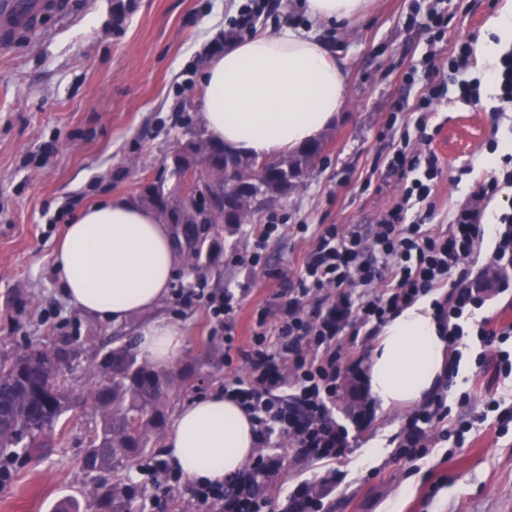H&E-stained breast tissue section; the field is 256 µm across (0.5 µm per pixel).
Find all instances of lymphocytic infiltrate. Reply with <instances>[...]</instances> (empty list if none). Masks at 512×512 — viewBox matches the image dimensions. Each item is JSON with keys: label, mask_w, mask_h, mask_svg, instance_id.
I'll return each mask as SVG.
<instances>
[{"label": "lymphocytic infiltrate", "mask_w": 512, "mask_h": 512, "mask_svg": "<svg viewBox=\"0 0 512 512\" xmlns=\"http://www.w3.org/2000/svg\"><path fill=\"white\" fill-rule=\"evenodd\" d=\"M430 34V51L419 67L406 72L408 82L424 79L414 110L419 129H426L434 106L448 89V80L467 70L471 51L458 43L439 64L433 47L448 27L447 15L430 8L423 24ZM502 175L480 185L472 199L457 205L448 224H426L434 214L433 188L441 173L438 155L411 145L409 138L391 140L384 174L396 178L397 194L381 215L373 236L337 225H320L300 269L290 278L284 318L269 327L266 310H259L250 324L246 342H239L237 326L229 318L240 305L234 292L197 295L210 322L211 336H223L225 359H241L245 378L225 385L224 394L235 399L251 415L258 441L270 443L274 434L288 435L296 448L314 461H333L351 451L348 431L338 426L328 403L344 380L347 353L342 336L359 335L367 325L381 327L419 297L433 295L435 315L448 338L451 359L449 378H456L463 360V340L477 334L494 357L495 376H512V351L504 345L512 339V323L477 319L487 297L468 286L464 262L485 236L495 244L488 266L501 287L512 284V211L486 218L485 202L501 185H512V154L503 158ZM291 389L283 398V389ZM446 397H433L409 418L397 444L395 459L413 460L426 453L429 434L440 431L464 445L471 424H453ZM277 458L258 459L225 482L183 481L167 461L150 457L141 465L143 485L180 483L200 512H264L271 503L270 483L259 482L258 473H274Z\"/></svg>", "instance_id": "f902f5d3"}]
</instances>
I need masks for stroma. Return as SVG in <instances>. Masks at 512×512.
Returning <instances> with one entry per match:
<instances>
[{
  "instance_id": "obj_1",
  "label": "stroma",
  "mask_w": 512,
  "mask_h": 512,
  "mask_svg": "<svg viewBox=\"0 0 512 512\" xmlns=\"http://www.w3.org/2000/svg\"><path fill=\"white\" fill-rule=\"evenodd\" d=\"M245 2L71 0L67 16L46 17L37 33L0 46V359L31 347L67 350L64 379L74 402L51 447L13 460L12 479L0 487V512H50L70 496L95 501L116 481L139 485L137 470L89 474L81 464L85 435L97 422L91 371L112 347L133 340L138 321L115 326L70 306L52 253L66 224L98 199L138 202L144 186L178 184L175 158L203 132L196 105L201 66ZM273 2L256 33L291 25L327 44L345 72L347 98L300 187L259 214L257 224L276 219L280 234L258 266L248 262L257 224L186 226V234L203 239L202 257L197 267L182 268L156 310L190 331L187 352L172 368L181 385L170 396L171 415L243 373L240 363L226 364L203 308L181 304L177 291L230 289L241 299L234 314L241 333L259 309L277 320L279 296L307 248L299 225L370 234L397 192L395 180L373 170L390 134L420 138L412 112L419 88L402 74L429 49L427 33L409 16L432 0H367L353 26L312 20L302 0ZM508 6L512 0H441L448 16L441 52L460 40L493 38L490 21ZM466 76L482 79L481 101L463 104L458 85H449L432 118L440 131L431 147L443 166L434 224L448 223L451 208L494 176L484 160L512 138V106L498 100L483 67L471 65ZM331 410L349 431L352 454L316 462L280 438L274 512H284L303 481L322 487L327 512H512V423L498 433V417L489 414L464 447L436 438L427 455L405 463L392 459V440L410 410H382L359 369Z\"/></svg>"
}]
</instances>
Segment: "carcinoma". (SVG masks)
Masks as SVG:
<instances>
[{
    "label": "carcinoma",
    "mask_w": 512,
    "mask_h": 512,
    "mask_svg": "<svg viewBox=\"0 0 512 512\" xmlns=\"http://www.w3.org/2000/svg\"><path fill=\"white\" fill-rule=\"evenodd\" d=\"M322 151V143L307 145L294 154L276 157H243L209 145L189 150L176 158L180 176L190 182L170 217L177 224H222L224 207L253 222L257 213L288 195ZM145 200L163 211L169 204L164 188L149 185ZM61 357L56 352L28 348L11 361H0V455L15 449L27 456L48 445L69 395L61 381ZM177 379L137 360L132 350L112 348L94 374L91 399L99 418L88 435L82 468L87 472L132 469L160 440L165 406ZM112 507V512H141L135 492L116 484L103 498L82 506L74 497L62 500L53 512H93Z\"/></svg>",
    "instance_id": "carcinoma-1"
}]
</instances>
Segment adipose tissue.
<instances>
[{
	"label": "adipose tissue",
	"mask_w": 512,
	"mask_h": 512,
	"mask_svg": "<svg viewBox=\"0 0 512 512\" xmlns=\"http://www.w3.org/2000/svg\"><path fill=\"white\" fill-rule=\"evenodd\" d=\"M364 0H306L320 22L360 21ZM199 119L213 144L237 155L274 157L317 140L346 101V78L320 42L284 27L229 41L205 67ZM53 270L76 309L115 325L141 316V361L170 367L184 354L182 323L155 316L183 256L175 228L157 211L102 199L80 210L53 252ZM420 297L381 326L362 380L382 409L427 400L442 384L449 355L432 307ZM249 414L222 392L180 407L164 457L188 481L222 482L254 456Z\"/></svg>",
	"instance_id": "adipose-tissue-1"
}]
</instances>
